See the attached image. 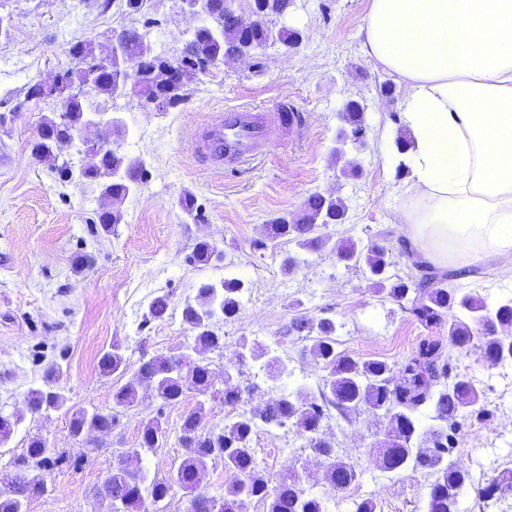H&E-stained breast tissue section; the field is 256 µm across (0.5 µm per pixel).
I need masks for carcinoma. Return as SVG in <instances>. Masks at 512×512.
I'll return each instance as SVG.
<instances>
[{"instance_id": "obj_1", "label": "carcinoma", "mask_w": 512, "mask_h": 512, "mask_svg": "<svg viewBox=\"0 0 512 512\" xmlns=\"http://www.w3.org/2000/svg\"><path fill=\"white\" fill-rule=\"evenodd\" d=\"M292 2L252 0V11L245 16L233 8L232 0H213L219 12L218 31H213L210 24L198 25L184 46V61L173 70L168 60L155 58L150 40L141 34V27L158 22L153 0H119L118 9L131 27L124 58L113 63L112 72L101 75L85 99L69 97L57 82L48 85V98L59 105V112L44 118L41 130L49 138L35 139L33 154L55 178L64 175L70 183L98 187L102 209L97 221L102 231H111L123 220V201L150 175L145 160L122 150L126 129L113 125L112 150L92 171L66 166L51 139L78 132L85 125L87 102L91 99L106 102L131 94L143 105L165 112L186 100L187 83L199 74L196 64L202 61L249 56L273 43L296 47L300 41L297 29L282 26L272 34L267 28L273 20L288 15ZM343 112L345 137L365 129L364 111L355 101H347ZM345 221L346 209L341 199L312 193L298 216L275 217L268 222V228L274 238L286 237L303 250L315 251L324 244L317 226ZM218 250L216 243L202 240L195 245L193 259L208 264L217 259ZM336 255L341 261L364 264L374 283L388 287V297L407 304L420 323L432 326L448 321L447 340L422 342L396 375L384 360L361 361L336 351L333 318L294 319L283 334L297 337L300 356L325 369L321 388L316 394L302 388L283 392L248 409L243 407L245 396L259 392V388L240 381L243 367L250 361L262 360L269 375L276 378L287 372L288 364L268 356L266 349L254 344L242 354L238 375L224 379L223 387H214L210 355L223 352L224 337L214 329L209 317L218 311L224 321L235 320L240 313L239 295L244 283L237 278L205 282L182 311L183 320L194 332L188 350L141 356L137 370L112 392L111 410L97 414L67 406L68 398L52 386L63 366L58 361L49 363L44 384L28 391L22 408L11 412L0 409V446L8 444L28 412L47 417L65 408L71 415L72 435L106 433L119 427L126 412L146 396L167 406L179 403L192 392L197 398L196 407L183 417L178 430V441L184 448L179 466L170 477L159 478L150 475L142 464L143 455L155 452L165 442L167 427L160 412L142 423L138 447L126 448L114 456L111 470L95 490L96 497L112 502V512H162L161 503L175 486L191 492L186 512H207L208 497L196 490L205 477L207 463L216 460L223 462L224 471L232 477L220 512H250L255 500L266 504L267 512H328L327 499L305 488L294 465H288L273 485L260 475L252 437L260 427L293 431L304 440L305 449L324 460L325 481L330 490L340 492L356 480L357 473L326 440L325 423L333 411L346 421L368 411L385 422V437L373 449L376 467L386 472L410 467L426 473L433 477L427 512H460V497L471 480L467 467L452 457L450 430L457 418L480 404L482 393L466 373L455 374L449 383L444 379L448 378L451 357L465 356L474 348L491 366L512 358V299L491 307L478 294L448 287L446 279H437L425 267L417 278L389 283L385 277L387 250L377 242L365 248L347 240L336 246ZM99 364L105 375H125L130 366L119 346L104 352ZM215 403L238 406L240 410L227 418L224 426L213 427L208 425L207 417ZM427 410L435 425L424 431L421 416ZM67 460L63 449L49 447L39 435L29 437L26 452L14 469L0 474V483L6 486V491L0 492V512H22L25 501L49 494L45 473Z\"/></svg>"}]
</instances>
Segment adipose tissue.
Segmentation results:
<instances>
[{
    "mask_svg": "<svg viewBox=\"0 0 512 512\" xmlns=\"http://www.w3.org/2000/svg\"><path fill=\"white\" fill-rule=\"evenodd\" d=\"M364 53L405 87L397 208L428 262L501 259L512 281V0H369Z\"/></svg>",
    "mask_w": 512,
    "mask_h": 512,
    "instance_id": "obj_1",
    "label": "adipose tissue"
}]
</instances>
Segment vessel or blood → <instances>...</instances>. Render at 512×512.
I'll use <instances>...</instances> for the list:
<instances>
[{
    "label": "vessel or blood",
    "mask_w": 512,
    "mask_h": 512,
    "mask_svg": "<svg viewBox=\"0 0 512 512\" xmlns=\"http://www.w3.org/2000/svg\"><path fill=\"white\" fill-rule=\"evenodd\" d=\"M298 121V115L284 107L266 115L247 108L230 110L204 127L196 151L214 166L234 169L261 154L273 130L290 129Z\"/></svg>",
    "instance_id": "obj_1"
}]
</instances>
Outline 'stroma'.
I'll return each instance as SVG.
<instances>
[{
  "instance_id": "1",
  "label": "stroma",
  "mask_w": 512,
  "mask_h": 512,
  "mask_svg": "<svg viewBox=\"0 0 512 512\" xmlns=\"http://www.w3.org/2000/svg\"><path fill=\"white\" fill-rule=\"evenodd\" d=\"M102 0H0V16L10 19L0 38V408L20 406L26 392L42 383L47 364L62 362L60 386L69 404L109 410L112 392L123 377L103 375L100 356L120 344L131 365L141 354L166 353L191 345L193 332L182 318L203 282L236 277L244 282L241 311L235 321L216 320L224 353L215 357L216 380L234 362L241 343L260 344L288 364L287 373L269 379L252 363L245 379L270 393L304 386L318 391L322 374L300 358V344L283 330L296 317L328 316L336 322V347L360 360L380 359L397 367L422 340L446 336V324H421L406 308L375 291L363 267L337 261L342 240L367 244L378 240L388 249L387 273L404 277L413 270L408 240L397 220L398 190L410 176L395 147L400 129L403 90L397 76L382 69L362 48L357 25L367 0H294L283 23L299 29L301 45L293 51L275 45L248 60H230L189 84V96L165 112L140 107L137 98L120 96L92 103L91 111L119 116L128 133L126 153L144 158L151 175L122 205L124 219L112 234L96 233L101 200L81 184L56 183L32 154L51 102L27 98L30 83L52 82L66 68L65 49L82 39L104 42L123 25L108 16ZM161 21L153 30L155 51L173 53L195 26L178 0H155ZM350 98L365 100L367 140L350 150L360 175L344 177L343 162L333 154L341 127L336 114ZM300 112L301 126L273 137L266 151L233 171L202 165L192 151L207 122L225 110L249 107L263 112L279 106ZM346 159V160H347ZM314 192L343 200L345 223L323 229L326 239L316 252L298 249L285 238H269L265 226L275 216L298 213ZM193 194L202 212L188 218L178 205ZM262 250H254L256 240ZM215 242L224 259L208 265L190 261L196 243ZM92 255L91 267L79 270L76 253ZM295 257L288 271L284 261ZM489 259L452 280V287L476 292L489 303L512 298V284L501 283ZM166 298L163 318H148L150 303ZM449 374L466 372L478 387L492 386L497 399H484L479 412L460 419L455 457L465 463L493 449L484 481L512 470V381L480 356L452 358ZM194 394L173 406L145 398L118 428L99 436V448L86 454L74 438L70 418L27 415L9 443L0 447V471L26 451L29 437L83 458L81 468L66 465L46 473L50 494L28 501L27 512H100L93 490L112 466L118 448L136 447L142 421L163 415L169 429L162 448L143 459L152 474L167 476L183 458L178 427L194 408ZM380 418L363 413L355 421L332 419L327 434L338 455L357 471V481L376 497L381 512H426L430 476L413 470L387 474L372 463L368 450L380 439ZM258 462L267 477L296 464L306 488L322 494L323 463L304 451L292 432L259 430L254 438Z\"/></svg>"
}]
</instances>
